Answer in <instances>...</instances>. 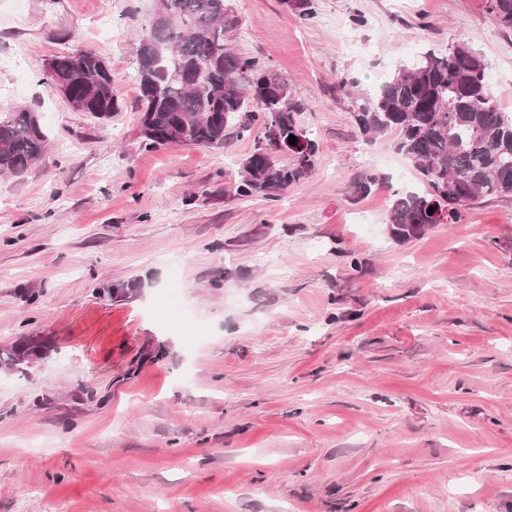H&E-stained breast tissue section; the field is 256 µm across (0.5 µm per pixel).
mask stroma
I'll return each instance as SVG.
<instances>
[{
    "mask_svg": "<svg viewBox=\"0 0 512 512\" xmlns=\"http://www.w3.org/2000/svg\"><path fill=\"white\" fill-rule=\"evenodd\" d=\"M230 3L232 48L287 80L319 146L273 201L230 191L252 139L141 148L154 0H0V114L49 137L0 174V348L53 346L0 369V512H512V197L396 243L418 173L340 89L459 32L512 113V33L486 0ZM80 49L112 70L108 121L44 82ZM52 351L53 347L50 343L31 337L23 344L16 345L7 351H1L0 366H4L15 373L26 374L25 371L28 367L26 363L21 361V357L34 355L40 358H47Z\"/></svg>",
    "mask_w": 512,
    "mask_h": 512,
    "instance_id": "obj_1",
    "label": "stroma"
}]
</instances>
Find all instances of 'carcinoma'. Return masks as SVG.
I'll list each match as a JSON object with an SVG mask.
<instances>
[{
	"mask_svg": "<svg viewBox=\"0 0 512 512\" xmlns=\"http://www.w3.org/2000/svg\"><path fill=\"white\" fill-rule=\"evenodd\" d=\"M491 22L512 32V0H486ZM229 0H160L138 49L141 146L224 145L232 130L249 138L251 154L235 183L239 196L274 200L307 178L318 147L311 138L291 158L281 145L300 130L288 82L259 60L230 48L226 34L237 27ZM91 50L61 54L48 63L50 82L70 90L69 105L107 120L119 110L112 73L97 70ZM351 119L369 139L397 134L396 148L413 162L424 190L393 195L386 223L394 240L417 239L433 224H457L468 207L489 196L512 197V114L501 110L502 91L490 84L483 59L462 34L448 49L421 51L379 87L354 92ZM48 135L38 115L17 110L0 115V173L20 176L45 156ZM469 206L458 204L461 197ZM433 213H428L429 208ZM53 347L30 338L0 352V366L25 373L23 356L48 357Z\"/></svg>",
	"mask_w": 512,
	"mask_h": 512,
	"instance_id": "1",
	"label": "carcinoma"
}]
</instances>
